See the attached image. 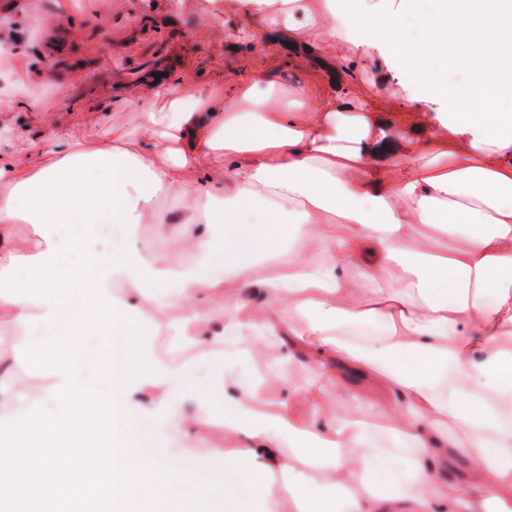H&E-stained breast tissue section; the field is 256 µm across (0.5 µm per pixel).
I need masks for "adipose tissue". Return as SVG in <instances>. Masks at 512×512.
Segmentation results:
<instances>
[{"label":"adipose tissue","instance_id":"obj_1","mask_svg":"<svg viewBox=\"0 0 512 512\" xmlns=\"http://www.w3.org/2000/svg\"><path fill=\"white\" fill-rule=\"evenodd\" d=\"M260 2L285 37L300 29L329 58L377 61L422 112L425 136L394 150L370 97L345 102L331 72L328 92L305 89L296 105H279L269 73L250 64L209 89L177 80L132 91L124 105L139 124H111L93 143L49 119L45 148L15 155L21 130L0 118V372L11 370L8 350L34 371L0 396V512H150L166 476L134 461L115 424L129 409L165 418L184 450L206 433L225 468L252 459L257 473L243 482H259L266 512H512V113L499 109L512 97V0L477 11L451 0L432 21L433 51L469 73L465 99L424 69L404 72L395 15L367 16L366 0H324L299 18L289 0ZM219 159L224 179L203 175ZM161 196L185 204L176 246L189 262L97 248L104 215L130 240L142 225L166 228L142 204ZM203 199L216 214H262L252 259L241 260L228 227L198 224ZM20 224L33 243L17 240ZM423 225L466 244L428 255ZM294 241L313 258L295 259ZM218 251L215 275L206 266ZM257 261L277 274L253 279ZM354 277L370 307L359 305ZM157 284L173 297L154 318L180 309L179 335L209 366L205 387L191 381L193 362L146 364L135 350V318ZM287 305L308 312L302 327L280 320ZM368 320L384 324L381 343L336 331ZM228 324L238 336L229 355ZM473 324L490 343L484 352ZM87 326L98 332L91 349ZM263 336L294 337L313 366L296 379L294 348L283 349L272 412L253 375ZM336 361L390 393L391 447L362 422L328 415ZM287 440L297 451L284 452ZM459 455L475 464L454 477Z\"/></svg>","mask_w":512,"mask_h":512}]
</instances>
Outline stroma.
I'll use <instances>...</instances> for the list:
<instances>
[{
  "mask_svg": "<svg viewBox=\"0 0 512 512\" xmlns=\"http://www.w3.org/2000/svg\"><path fill=\"white\" fill-rule=\"evenodd\" d=\"M22 36L0 52V82L14 88L20 101H34L38 111H14L29 131L14 150L26 154L42 146V114L73 126L85 142L105 138L111 121L137 125L139 113L122 102L126 86L162 79L180 78L202 85L223 83L246 59L258 61L279 83L281 102L293 104L305 85L322 86L327 71L326 56L308 50V38L298 35L293 45L269 50L236 42L237 28L266 27V8L252 0H81L59 7L53 0H0V21ZM339 95L354 98L372 94L377 119L395 133V146L405 150L420 124L419 113L404 94L391 87L371 88L368 76L340 73ZM336 376L346 387L337 400L336 414L342 421L361 420L374 436L387 443L382 408L387 393L345 366ZM141 413L129 412L126 423L133 432L131 447L143 461L158 463L169 478L166 493L179 500L185 512H252L254 504L230 496L229 487L239 486L249 461L239 469L225 470L221 459L206 446L192 453H179L170 440L164 418L151 415L154 441L142 446ZM220 472L223 487L209 483Z\"/></svg>",
  "mask_w": 512,
  "mask_h": 512,
  "instance_id": "stroma-1",
  "label": "stroma"
}]
</instances>
